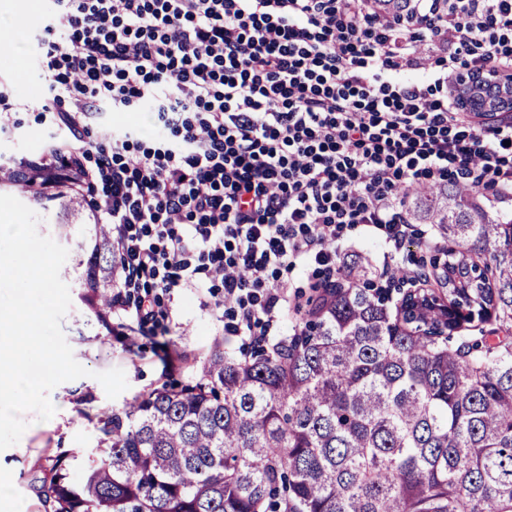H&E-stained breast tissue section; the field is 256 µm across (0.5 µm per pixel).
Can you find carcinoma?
Wrapping results in <instances>:
<instances>
[{
    "label": "carcinoma",
    "mask_w": 512,
    "mask_h": 512,
    "mask_svg": "<svg viewBox=\"0 0 512 512\" xmlns=\"http://www.w3.org/2000/svg\"><path fill=\"white\" fill-rule=\"evenodd\" d=\"M3 186L31 184L1 164ZM56 199L61 225L85 223L81 191ZM409 205L452 243L438 287L393 303L360 283L367 257L342 261L293 333L242 357L218 346L189 382L103 413L97 458L75 483L57 455L43 512H512V220L452 181ZM81 250L79 299L110 330L112 227Z\"/></svg>",
    "instance_id": "1"
}]
</instances>
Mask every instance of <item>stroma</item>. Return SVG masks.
<instances>
[{"mask_svg":"<svg viewBox=\"0 0 512 512\" xmlns=\"http://www.w3.org/2000/svg\"><path fill=\"white\" fill-rule=\"evenodd\" d=\"M36 22V16L19 17L14 56L0 54V85L7 87L17 105L9 127L0 130V158L16 164L39 158L50 142L65 137L53 113L45 109L51 93L40 67ZM344 237L345 251L366 255L378 270L407 267L410 255L418 251L409 244L399 253H389L382 239L360 224ZM168 307L169 319L155 333L145 334L126 316L113 319L111 329H103L80 302L72 303L62 329L75 359L89 374L50 391L54 419L41 421L35 413H24L28 427L20 441L0 451V480L8 479L12 485V497L0 500V512H41L37 490L60 452L74 453L71 478L80 481L84 465L96 452L101 410L122 408L139 393L166 382L189 381L191 369L169 365V355L201 360L218 344L234 355L243 348L242 338L224 335L220 289H179ZM113 368L124 371L129 387L111 399L95 375Z\"/></svg>","mask_w":512,"mask_h":512,"instance_id":"obj_1","label":"stroma"}]
</instances>
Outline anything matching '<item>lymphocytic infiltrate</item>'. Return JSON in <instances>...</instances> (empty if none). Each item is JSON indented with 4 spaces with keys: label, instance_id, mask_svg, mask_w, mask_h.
<instances>
[{
    "label": "lymphocytic infiltrate",
    "instance_id": "1",
    "mask_svg": "<svg viewBox=\"0 0 512 512\" xmlns=\"http://www.w3.org/2000/svg\"><path fill=\"white\" fill-rule=\"evenodd\" d=\"M56 0L41 66L73 138L149 104L168 130H113L93 159L36 165L100 186L142 331L161 296L210 282L224 333L263 336L282 272L336 271L347 227L401 250L407 192L455 181L512 205V117L479 126L463 77L512 74V0Z\"/></svg>",
    "mask_w": 512,
    "mask_h": 512
}]
</instances>
